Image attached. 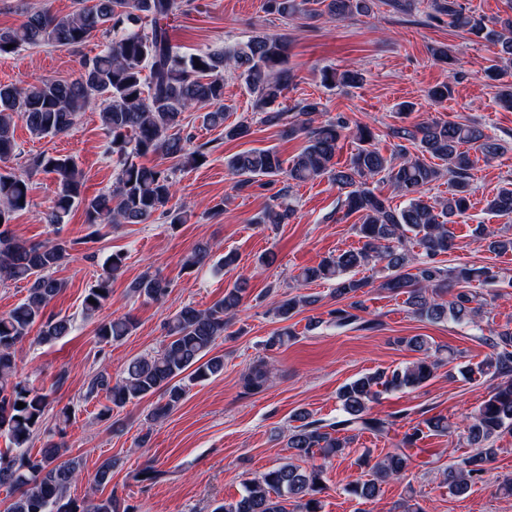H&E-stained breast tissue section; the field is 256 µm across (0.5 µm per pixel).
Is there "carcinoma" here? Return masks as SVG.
<instances>
[{
	"label": "carcinoma",
	"mask_w": 512,
	"mask_h": 512,
	"mask_svg": "<svg viewBox=\"0 0 512 512\" xmlns=\"http://www.w3.org/2000/svg\"><path fill=\"white\" fill-rule=\"evenodd\" d=\"M188 5L186 0H73L67 13L48 5L24 11L16 27L0 28V56L22 47H78L98 34L108 39L106 47L82 61L77 75L68 80L45 79L16 85L0 83V162L15 156L17 121L25 123L35 137L57 136L72 129L88 108L99 111L103 128L110 137L109 151L117 157L118 172L111 191L88 196L84 178L76 163L41 152L29 160L28 171L55 175L57 190L52 205L42 212L45 224H62L74 205L82 206L86 223L105 228L116 224H146L155 215L171 225L187 222L184 206L172 208L177 182L170 168L147 166L140 157L158 155L176 161L181 167H196L198 159L208 158V143H193V136L182 135L185 113L202 112L203 124L220 128L224 140H243L251 134L247 121L227 122L231 106L224 102V72L242 80L253 97L254 113L268 126H282L288 135H305L306 145L290 160L270 148L249 149L225 159L233 189L241 192L256 183L273 185L282 176L288 182L302 183L328 179L343 193L347 213L360 215L358 233L361 247L331 254L317 265L303 269L302 281L333 285L336 298L349 301L348 308L331 311L340 324L357 320L350 313L360 308L356 294L369 286L356 278V271L370 263L383 264L387 271L380 287L407 295L412 313L430 321L450 318L469 323L481 315L485 302L471 289L498 279L491 266L470 268L459 265L444 268L438 257L453 248L449 225L469 208V180L474 160L470 151L485 158L497 156L502 146L476 122L432 120L392 129L399 144L385 155L372 144L369 127L357 130L359 146L348 162L335 161L345 138L346 125L340 120L316 124L324 112L318 99H305L290 111L280 108V99L292 81L285 68L288 40L258 34L220 50H205L186 56L172 43L168 20ZM374 0H263V10L280 20L292 22L326 16L344 20L373 13ZM430 15L448 17L456 28L483 35L495 48L493 63L485 75L498 80L512 73V14L484 21L465 11L458 0H430ZM12 48H7V45ZM327 86H358L363 74L349 68L322 72ZM441 161V165L431 160ZM448 176L454 188L450 197L433 200L427 189ZM387 180L407 197L406 205L394 208L376 194L375 179ZM288 187L279 189L275 205L253 219L255 224H284L294 215L287 200ZM30 207L28 176L0 168V279L26 283L27 295L13 309L0 315V432L12 447L0 452V486L18 492L3 512H139L138 507L114 495L80 503L68 497V490L81 475L80 464L65 458L63 443L46 440L37 454L29 443L39 430L49 396L16 380L14 352L33 329L37 339L52 343L73 330L68 317L46 313L50 302L65 288L53 276L69 256L71 243L64 239L31 243L17 238L10 223ZM487 211L512 217V182L506 183L487 202ZM476 237L488 251L512 252L509 226L490 229L480 224ZM417 247L420 255L412 253ZM209 245L198 244L185 257L183 267L193 269L208 258ZM126 255L113 253L102 265L96 284L83 299L82 314L91 319L99 314L112 291V281L125 267ZM248 280L241 279L224 291V296L206 309L183 306L167 322V335L155 353L131 359L122 376L113 381L104 374L90 378L84 399L103 392L111 403L100 413L108 417L115 408H124L159 395L149 420L166 418L184 399L182 381L191 384L215 379L224 371V358L212 354L216 340L238 310ZM456 292L445 301L446 286ZM169 282L156 273L145 272L132 288L148 300L160 301L169 293ZM94 299L91 304L88 299ZM317 302L313 296H292L275 309L286 321L299 308ZM136 327L127 314L98 321L95 336L100 343L118 342ZM400 343L420 354L416 361L390 371L363 375L346 384L338 393L342 416L332 423L307 421L308 412L298 419L303 424L288 435V447L304 459L335 457L352 440L350 431L388 436L393 421L373 417L370 403L381 390L418 388L439 366L430 354L429 341L422 336L403 338ZM492 354L468 369L472 374L499 380L488 397L470 415L467 427L471 451L448 467V492L459 495L484 480L487 466L496 458V440L512 433V328L495 332L489 338ZM271 368L264 360L253 364L243 375V387L259 391L269 380ZM26 407L17 408L18 403ZM451 424L442 416L425 419L409 427L393 444V450L370 469V478L358 480L346 492L362 500H373L380 483L397 479L413 463L411 451L428 435L449 432ZM324 465L303 468L292 462L262 473L246 482L244 494L235 502L224 503L214 512H287L284 505L295 500L296 512H321L320 494Z\"/></svg>",
	"instance_id": "1"
}]
</instances>
